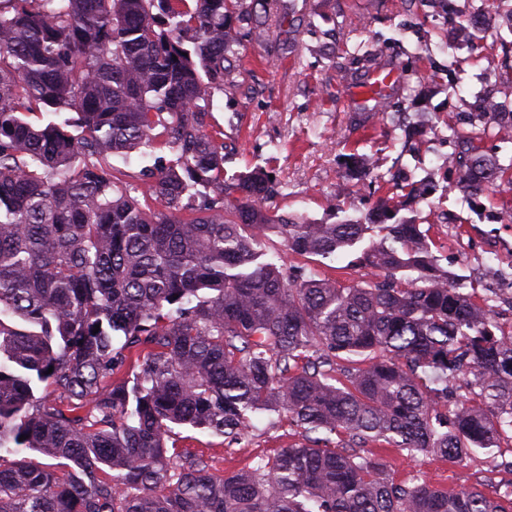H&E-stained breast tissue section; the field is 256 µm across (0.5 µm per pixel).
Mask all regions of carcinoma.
I'll use <instances>...</instances> for the list:
<instances>
[{"label":"carcinoma","instance_id":"carcinoma-1","mask_svg":"<svg viewBox=\"0 0 512 512\" xmlns=\"http://www.w3.org/2000/svg\"><path fill=\"white\" fill-rule=\"evenodd\" d=\"M240 4L0 0V512H512L511 488L394 483L362 453L511 442L512 335L397 206L316 222L266 206V170L224 180L207 118ZM475 11L461 40L512 33V4ZM476 117L512 128L498 100ZM158 139L151 205L110 157ZM454 168L470 198L502 176L475 145ZM268 232L301 258L367 237L357 263L378 281L278 264ZM464 373L471 397L448 399ZM285 419L303 442L229 475L165 442L191 427L232 444ZM26 450L61 468L3 464Z\"/></svg>","mask_w":512,"mask_h":512}]
</instances>
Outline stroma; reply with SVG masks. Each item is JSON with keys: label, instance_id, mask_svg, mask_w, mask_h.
Here are the masks:
<instances>
[{"label": "stroma", "instance_id": "obj_1", "mask_svg": "<svg viewBox=\"0 0 512 512\" xmlns=\"http://www.w3.org/2000/svg\"><path fill=\"white\" fill-rule=\"evenodd\" d=\"M241 8L249 18L237 24L244 37L229 57L231 82L214 91L208 119L224 133L225 177L274 171L278 191L267 202L271 210L330 222L367 218L378 203L396 197V183L424 182L430 193L401 210V217L427 226L441 266L475 287L480 304L496 310L479 267L499 263L503 249H512V223L497 220L512 210V184L497 182L469 199L454 190L456 172L447 160L460 135L473 133L502 167L512 166V143L498 140L468 107L486 91L512 98V78L502 74L501 37L491 34L448 53L442 44L447 22L424 0H414L407 11L399 0H243ZM373 38L397 71L401 91L390 111L358 127L353 90L370 82L372 73L352 56ZM352 155L373 168L365 184L348 178ZM356 256L351 250L326 260L313 257L306 266L315 278L372 282L355 267ZM300 439L285 425L270 433L255 429L231 449L223 437L190 429H175L170 441L209 458L220 475ZM377 456L397 483L419 475L441 489L476 487L491 496L512 486V450L505 447L452 461L395 450Z\"/></svg>", "mask_w": 512, "mask_h": 512}]
</instances>
